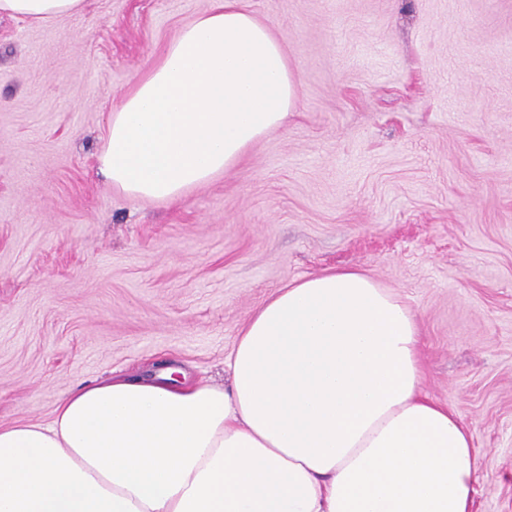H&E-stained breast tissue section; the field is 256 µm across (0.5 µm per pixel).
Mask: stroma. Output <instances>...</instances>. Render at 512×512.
Wrapping results in <instances>:
<instances>
[{
	"label": "stroma",
	"mask_w": 512,
	"mask_h": 512,
	"mask_svg": "<svg viewBox=\"0 0 512 512\" xmlns=\"http://www.w3.org/2000/svg\"><path fill=\"white\" fill-rule=\"evenodd\" d=\"M299 81L287 123L167 203L99 172L133 76L212 0L0 16V425L78 385L223 382L252 312L358 268L422 326L472 428L473 512H512V0H243Z\"/></svg>",
	"instance_id": "stroma-1"
}]
</instances>
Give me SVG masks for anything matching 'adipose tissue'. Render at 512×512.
<instances>
[{
    "label": "adipose tissue",
    "instance_id": "adipose-tissue-1",
    "mask_svg": "<svg viewBox=\"0 0 512 512\" xmlns=\"http://www.w3.org/2000/svg\"><path fill=\"white\" fill-rule=\"evenodd\" d=\"M85 0H0L51 22ZM299 83L281 41L213 0L114 109L100 167L175 201L281 127ZM421 326L355 268L294 280L257 308L228 385L115 374L49 425L0 426V512H472L470 425L423 391Z\"/></svg>",
    "mask_w": 512,
    "mask_h": 512
}]
</instances>
